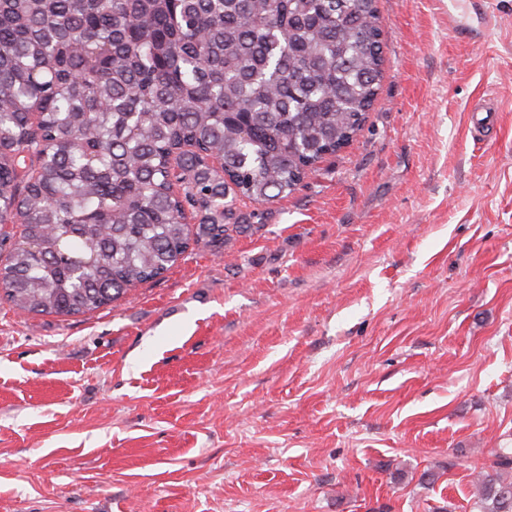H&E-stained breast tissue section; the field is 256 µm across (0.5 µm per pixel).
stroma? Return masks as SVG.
Segmentation results:
<instances>
[{
	"instance_id": "1",
	"label": "stroma",
	"mask_w": 512,
	"mask_h": 512,
	"mask_svg": "<svg viewBox=\"0 0 512 512\" xmlns=\"http://www.w3.org/2000/svg\"><path fill=\"white\" fill-rule=\"evenodd\" d=\"M378 10L362 130L261 227L91 314L0 297V512H474L512 447V0Z\"/></svg>"
}]
</instances>
